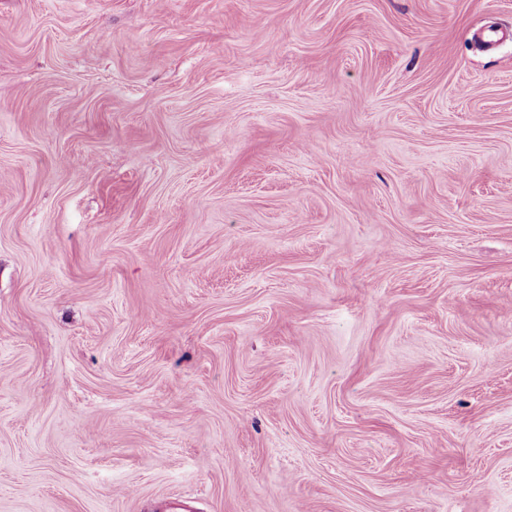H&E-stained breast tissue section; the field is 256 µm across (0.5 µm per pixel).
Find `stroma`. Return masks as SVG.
Returning a JSON list of instances; mask_svg holds the SVG:
<instances>
[{"label":"stroma","instance_id":"1","mask_svg":"<svg viewBox=\"0 0 512 512\" xmlns=\"http://www.w3.org/2000/svg\"><path fill=\"white\" fill-rule=\"evenodd\" d=\"M512 512V0H0V512Z\"/></svg>","mask_w":512,"mask_h":512}]
</instances>
